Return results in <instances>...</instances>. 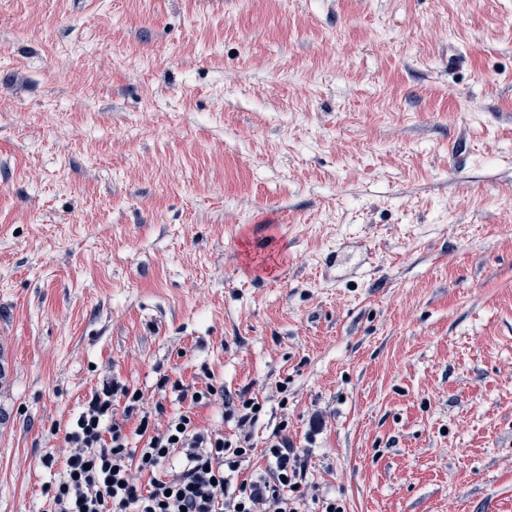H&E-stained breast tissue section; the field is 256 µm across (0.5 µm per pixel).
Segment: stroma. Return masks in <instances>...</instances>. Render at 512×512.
<instances>
[{
    "mask_svg": "<svg viewBox=\"0 0 512 512\" xmlns=\"http://www.w3.org/2000/svg\"><path fill=\"white\" fill-rule=\"evenodd\" d=\"M205 367L346 512H512V0H0V512Z\"/></svg>",
    "mask_w": 512,
    "mask_h": 512,
    "instance_id": "obj_1",
    "label": "stroma"
}]
</instances>
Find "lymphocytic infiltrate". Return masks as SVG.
<instances>
[{"instance_id":"lymphocytic-infiltrate-1","label":"lymphocytic infiltrate","mask_w":512,"mask_h":512,"mask_svg":"<svg viewBox=\"0 0 512 512\" xmlns=\"http://www.w3.org/2000/svg\"><path fill=\"white\" fill-rule=\"evenodd\" d=\"M158 388L188 404L162 427L150 418L164 413L163 402H148L140 389L115 380L93 389L66 428L62 473L44 488L51 512H310L313 504L345 512L335 497L313 492L308 451L289 438L287 422L268 438L264 467L253 466L257 398L243 392L233 400L213 383L197 388L167 375ZM217 403L233 434L197 423L196 408ZM134 418L140 428L132 435Z\"/></svg>"}]
</instances>
